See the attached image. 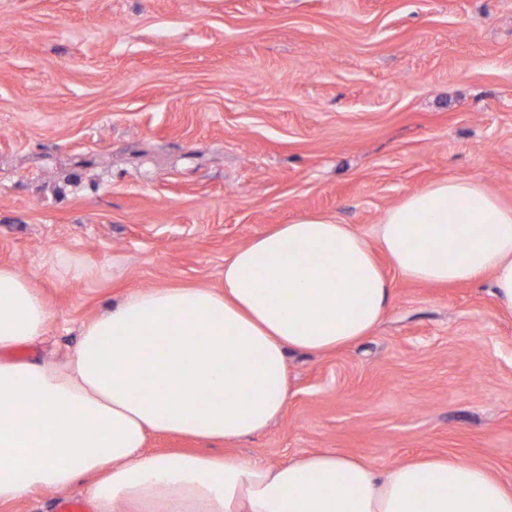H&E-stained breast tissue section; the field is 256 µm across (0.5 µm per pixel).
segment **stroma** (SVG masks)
<instances>
[{"instance_id":"35a3bbf8","label":"stroma","mask_w":512,"mask_h":512,"mask_svg":"<svg viewBox=\"0 0 512 512\" xmlns=\"http://www.w3.org/2000/svg\"><path fill=\"white\" fill-rule=\"evenodd\" d=\"M459 175L512 206V0H0V267L49 312L14 357L63 362L130 291L223 287L301 215L374 237ZM386 275L375 331L289 353L281 417L221 452L450 455L512 483V315L487 280Z\"/></svg>"}]
</instances>
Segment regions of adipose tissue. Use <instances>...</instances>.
<instances>
[{"mask_svg": "<svg viewBox=\"0 0 512 512\" xmlns=\"http://www.w3.org/2000/svg\"><path fill=\"white\" fill-rule=\"evenodd\" d=\"M385 255L429 285L491 279L512 314V207L452 176L387 209L368 241L303 215L224 265V287L128 293L84 324L63 364L0 359V505L86 480L94 512H512V489L445 455L380 468L328 450L277 464L151 452L152 434L236 442L290 396L287 354L369 336L392 288ZM41 296L0 267V352L45 335Z\"/></svg>", "mask_w": 512, "mask_h": 512, "instance_id": "adipose-tissue-1", "label": "adipose tissue"}]
</instances>
